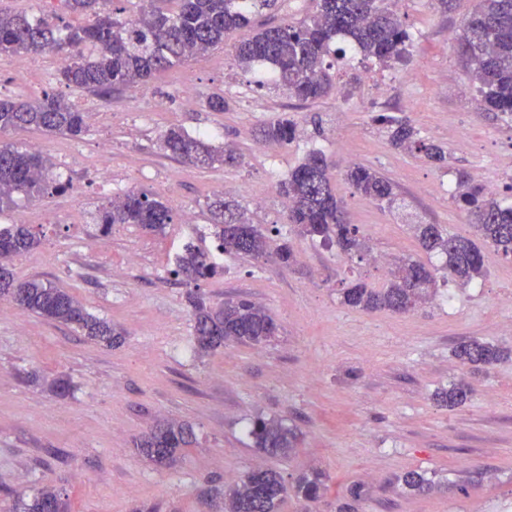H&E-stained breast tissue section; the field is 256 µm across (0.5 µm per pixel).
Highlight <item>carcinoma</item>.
<instances>
[{
  "mask_svg": "<svg viewBox=\"0 0 512 512\" xmlns=\"http://www.w3.org/2000/svg\"><path fill=\"white\" fill-rule=\"evenodd\" d=\"M63 12L29 15L0 10V55L25 57L55 51L67 59L63 80L101 98L129 86H145L156 75L190 57L232 41L231 49L239 67L250 70L266 66L267 84L299 101L328 96L334 88L335 73L329 58L336 53V38L349 42L364 59L385 65L401 58L412 42L404 22L388 0H315V10L295 23L267 22L250 34L233 35L250 26L252 18L279 9V0H149L134 19L121 17L120 0H57ZM67 15L85 18L82 24L65 20ZM458 53L488 110L512 117V0H479L469 14L458 38ZM374 120L390 132L396 147H415L435 161L444 152L416 139L417 132L404 119L380 113ZM298 124L283 116L263 127V137L288 144L296 139ZM85 128L84 113L67 98L43 94L35 101L0 98V133L36 130L46 135L76 137ZM159 147L172 157L197 167L234 166L235 150L217 148L209 136L189 134L178 126L159 137ZM54 163L40 151L0 144V212L15 204L13 195L30 198L65 188L51 177ZM346 180L365 197L393 206L396 195L390 181L370 167L354 165ZM455 199L465 206L475 238L448 232L440 224L416 225L417 239L427 253L446 255L442 281L465 286L481 276L484 249L491 248L512 258V205H504L485 192L470 172H457ZM279 194L288 202V224L300 235L324 246L336 245L352 256L362 249V235L348 221L344 202L328 176V163L319 150L309 151L303 160L278 183ZM221 219L216 232V251L227 256L259 257L268 253V241L234 201L212 203ZM104 224H133L158 232L172 222L169 207L145 192L129 191L103 209ZM38 244L24 224L0 228V298L10 300L47 321L73 327L92 340L108 345L120 343L122 328L88 313L70 293L40 280L17 283L6 263ZM216 256L195 246H185L176 256L173 273L189 286L218 273ZM385 288H371L357 280L338 289L340 303L363 311L387 310L406 313L436 290V276L421 262L405 259L391 271ZM194 320L196 353L204 356L227 343L263 347L275 336L276 324L260 305L247 299L228 300L213 306L194 290L188 294ZM462 363L480 372L506 356V351L488 342L469 338L455 347ZM436 400L454 408L467 400L462 383L436 394ZM250 435L255 447L271 455H288L296 448L298 432L277 419L260 418ZM193 443L190 427L165 422L135 442V448L158 466L170 467L178 454ZM325 476L314 470L288 483L272 469L257 468L239 482L219 490L222 512H278L289 494L307 502L320 497ZM410 493H424L432 480L417 471L399 478ZM16 512H67L60 493L42 489L31 498L17 497Z\"/></svg>",
  "mask_w": 512,
  "mask_h": 512,
  "instance_id": "1",
  "label": "carcinoma"
}]
</instances>
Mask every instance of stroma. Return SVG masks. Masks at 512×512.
Returning a JSON list of instances; mask_svg holds the SVG:
<instances>
[{"instance_id":"1","label":"stroma","mask_w":512,"mask_h":512,"mask_svg":"<svg viewBox=\"0 0 512 512\" xmlns=\"http://www.w3.org/2000/svg\"><path fill=\"white\" fill-rule=\"evenodd\" d=\"M475 3L456 0L444 13L429 0H398L413 36L406 58L385 66L346 51L335 63V90L308 102L258 87L263 69L238 68L222 46L106 100L60 83L50 53L29 57L22 72L12 56H0L1 98L60 94L86 123L75 138L8 134L26 147L39 144L71 182L63 193L16 195L0 213L1 225H27L39 241L8 267L16 280L65 289L125 332L122 344L109 347L0 300V512H13L17 494L42 487L61 493L69 512H133L150 503L161 512H216V489L258 466L289 481L311 469L326 476L312 507L291 496L280 512H339L344 504L350 512H512V310L496 303L512 293V261L492 254L482 277L450 284L451 312L432 299L394 314L351 309L337 298L346 279L382 287L391 266L407 257L444 266L445 255L419 249L416 225L472 236L452 195L456 170L482 172L512 201V119L483 109L448 40ZM187 83L196 89L189 102L178 95ZM219 91L228 106L210 111L206 98ZM380 113L410 120L424 143L444 150L445 163L393 147L374 121ZM284 114L298 122L299 136L289 144L262 140L261 128ZM171 126L234 146L238 164L201 168L171 158L156 144ZM104 142L112 148L106 162ZM312 149L325 154L336 194L363 232L361 259L313 243L286 222L277 185ZM354 164L391 181L402 209L360 195L344 177ZM131 190L170 208L173 221L163 232L103 229L102 206ZM256 195L263 206L254 205ZM219 196L238 202L270 246L289 240L296 262L225 257L223 272L200 282L201 293L267 308L277 335L261 349L229 343L200 356L174 258L188 242L214 249L209 205ZM188 211L190 230L183 226ZM133 251L141 259L131 265ZM465 338L511 356L472 371L454 356ZM58 379L68 381V392L52 390ZM458 382L470 388L465 403L440 406L436 393ZM259 418L296 427L297 448L287 456L255 448L249 431ZM163 420L195 434L170 467L134 446ZM408 471L425 473L434 490L406 493L396 478ZM356 484L368 494L354 501L348 490Z\"/></svg>"}]
</instances>
